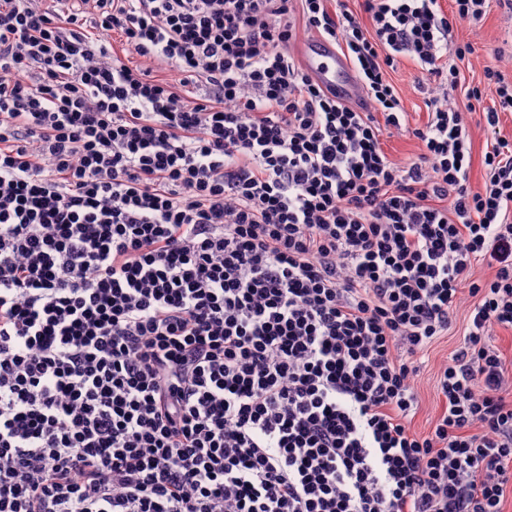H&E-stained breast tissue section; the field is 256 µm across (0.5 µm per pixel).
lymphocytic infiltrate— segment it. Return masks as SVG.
Returning a JSON list of instances; mask_svg holds the SVG:
<instances>
[{"label":"lymphocytic infiltrate","mask_w":512,"mask_h":512,"mask_svg":"<svg viewBox=\"0 0 512 512\" xmlns=\"http://www.w3.org/2000/svg\"><path fill=\"white\" fill-rule=\"evenodd\" d=\"M493 2L0 0V512H503L512 79L486 67L484 106L453 43ZM302 30L364 108L306 75ZM403 56L478 113L480 189L462 111L409 129ZM317 36L314 32H302L292 46V52L299 60L297 47L305 71L323 89L340 101L359 104L365 92L352 63L333 43L323 38H311ZM383 143L385 152L398 162H406L420 153L419 141L408 133L387 135ZM469 301L467 295L462 297L457 310L456 325L448 331L446 336H440L427 355L421 359L422 364H419V373L414 377L418 406L416 413L412 414V426L417 433H427L441 411L442 404L436 392L437 373L460 342L459 334Z\"/></svg>","instance_id":"f902f5d3"}]
</instances>
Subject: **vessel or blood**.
Masks as SVG:
<instances>
[{
    "mask_svg": "<svg viewBox=\"0 0 512 512\" xmlns=\"http://www.w3.org/2000/svg\"><path fill=\"white\" fill-rule=\"evenodd\" d=\"M310 78L343 102L360 103L365 92L350 60L336 46L322 38H311L297 46Z\"/></svg>",
    "mask_w": 512,
    "mask_h": 512,
    "instance_id": "b4317fda",
    "label": "vessel or blood"
}]
</instances>
